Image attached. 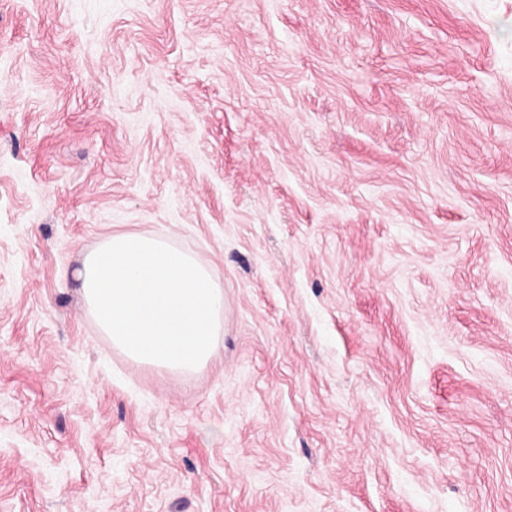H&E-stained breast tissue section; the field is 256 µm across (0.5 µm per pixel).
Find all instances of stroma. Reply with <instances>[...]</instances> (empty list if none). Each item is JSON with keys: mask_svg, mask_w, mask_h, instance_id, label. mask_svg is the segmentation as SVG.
Returning <instances> with one entry per match:
<instances>
[{"mask_svg": "<svg viewBox=\"0 0 512 512\" xmlns=\"http://www.w3.org/2000/svg\"><path fill=\"white\" fill-rule=\"evenodd\" d=\"M115 231L199 373L85 310ZM0 512H512V0H0Z\"/></svg>", "mask_w": 512, "mask_h": 512, "instance_id": "obj_1", "label": "stroma"}]
</instances>
